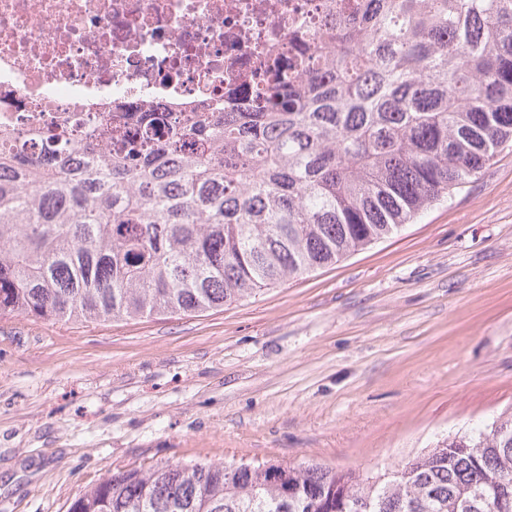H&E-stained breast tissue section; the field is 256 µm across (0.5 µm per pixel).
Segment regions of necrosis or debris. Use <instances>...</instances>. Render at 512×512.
Here are the masks:
<instances>
[{"label":"necrosis or debris","mask_w":512,"mask_h":512,"mask_svg":"<svg viewBox=\"0 0 512 512\" xmlns=\"http://www.w3.org/2000/svg\"><path fill=\"white\" fill-rule=\"evenodd\" d=\"M327 0H0V125L115 101L233 110L300 80Z\"/></svg>","instance_id":"4bbe7bcc"}]
</instances>
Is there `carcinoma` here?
I'll return each mask as SVG.
<instances>
[{
    "label": "carcinoma",
    "instance_id": "obj_1",
    "mask_svg": "<svg viewBox=\"0 0 512 512\" xmlns=\"http://www.w3.org/2000/svg\"><path fill=\"white\" fill-rule=\"evenodd\" d=\"M264 106L0 128V317L195 315L398 232L512 143V0H336ZM68 512H512V412L384 473L110 472Z\"/></svg>",
    "mask_w": 512,
    "mask_h": 512
}]
</instances>
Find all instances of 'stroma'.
I'll return each mask as SVG.
<instances>
[{
  "instance_id": "obj_1",
  "label": "stroma",
  "mask_w": 512,
  "mask_h": 512,
  "mask_svg": "<svg viewBox=\"0 0 512 512\" xmlns=\"http://www.w3.org/2000/svg\"><path fill=\"white\" fill-rule=\"evenodd\" d=\"M512 411V144L413 223L197 316L0 318V512L156 463L382 471Z\"/></svg>"
}]
</instances>
